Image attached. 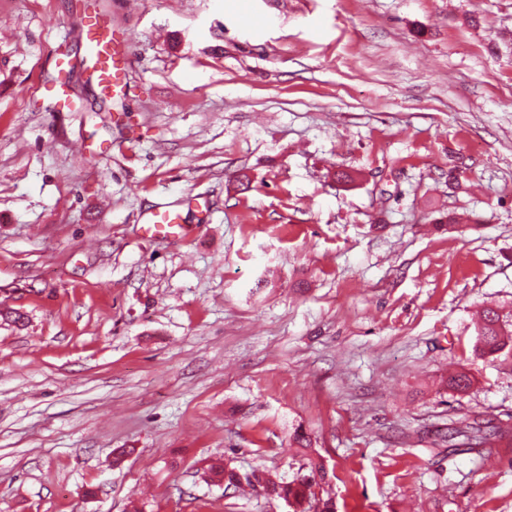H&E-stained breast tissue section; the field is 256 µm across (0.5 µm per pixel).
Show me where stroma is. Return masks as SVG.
Listing matches in <instances>:
<instances>
[{
	"mask_svg": "<svg viewBox=\"0 0 512 512\" xmlns=\"http://www.w3.org/2000/svg\"><path fill=\"white\" fill-rule=\"evenodd\" d=\"M73 2L0 0V512H290L203 468L292 481L298 428L336 512H512L471 325L512 305V0H95L103 119L46 92ZM471 410L488 458L430 447ZM87 60L97 73L99 85L112 92L118 88L120 59L113 48L115 41L112 27L98 15H88L84 19ZM150 222V224L145 225V232L151 238L155 235L178 236L180 231L184 229L180 214L169 210L153 213ZM289 445L305 449L308 456V468L310 473L312 475H319L322 480L325 479L327 471L324 460L320 454L314 455L312 451H309L311 449V440L302 430L296 429L294 431L290 436ZM203 474L208 483L224 487V490L237 488L241 481L239 474L225 464L223 459L211 460L203 469Z\"/></svg>",
	"mask_w": 512,
	"mask_h": 512,
	"instance_id": "stroma-1",
	"label": "stroma"
}]
</instances>
